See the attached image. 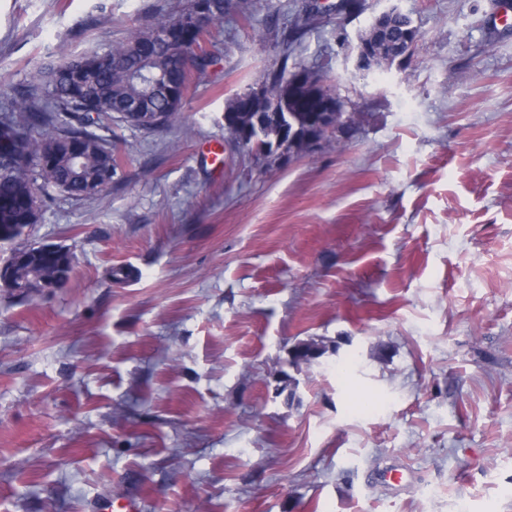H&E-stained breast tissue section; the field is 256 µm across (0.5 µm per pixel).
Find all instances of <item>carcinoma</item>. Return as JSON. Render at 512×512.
Instances as JSON below:
<instances>
[{"label":"carcinoma","mask_w":512,"mask_h":512,"mask_svg":"<svg viewBox=\"0 0 512 512\" xmlns=\"http://www.w3.org/2000/svg\"><path fill=\"white\" fill-rule=\"evenodd\" d=\"M249 0H185L174 16H156L104 50L58 62L41 75L51 98L0 113V136L18 142L0 150V226L36 224L41 203L53 193L89 199L90 184H112L119 164L112 141L102 135L117 121L143 130L166 128L180 115L191 79L218 62L209 47L212 29L236 10L248 17ZM404 15L385 33L394 58L404 55ZM62 260L35 257L24 275L50 277Z\"/></svg>","instance_id":"1"}]
</instances>
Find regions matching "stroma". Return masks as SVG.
I'll return each instance as SVG.
<instances>
[{
	"instance_id": "obj_1",
	"label": "stroma",
	"mask_w": 512,
	"mask_h": 512,
	"mask_svg": "<svg viewBox=\"0 0 512 512\" xmlns=\"http://www.w3.org/2000/svg\"><path fill=\"white\" fill-rule=\"evenodd\" d=\"M183 2L0 0V108ZM342 2L226 14L179 120L113 126L111 186L44 204L32 240L76 265L0 291V512H512V0ZM393 6L412 56L355 71ZM284 60L354 121L265 166L224 111Z\"/></svg>"
}]
</instances>
